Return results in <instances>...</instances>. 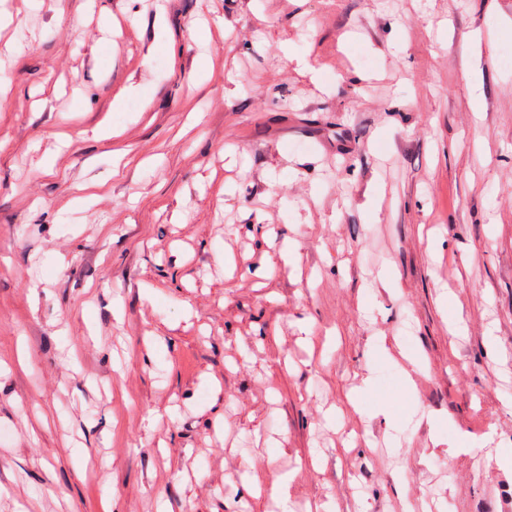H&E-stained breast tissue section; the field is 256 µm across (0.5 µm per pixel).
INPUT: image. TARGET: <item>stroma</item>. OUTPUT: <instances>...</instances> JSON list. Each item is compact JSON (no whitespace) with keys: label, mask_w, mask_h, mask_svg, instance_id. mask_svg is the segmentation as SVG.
<instances>
[{"label":"stroma","mask_w":512,"mask_h":512,"mask_svg":"<svg viewBox=\"0 0 512 512\" xmlns=\"http://www.w3.org/2000/svg\"><path fill=\"white\" fill-rule=\"evenodd\" d=\"M0 9V512H512V0ZM253 470L259 471L261 477L248 475L245 481L258 491L265 490L269 495L277 501L285 505L287 500L288 480L285 474L273 470L269 465L262 463L253 466Z\"/></svg>","instance_id":"stroma-1"}]
</instances>
